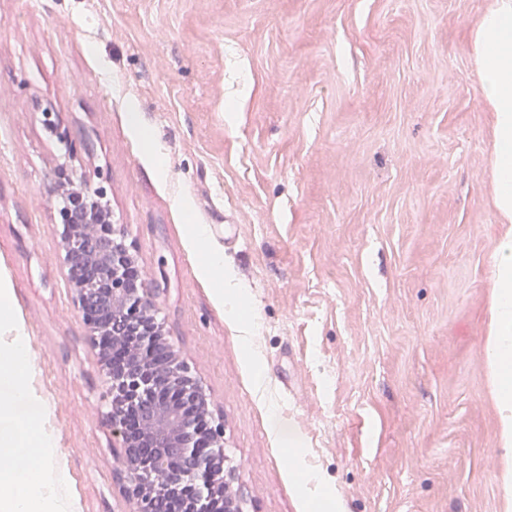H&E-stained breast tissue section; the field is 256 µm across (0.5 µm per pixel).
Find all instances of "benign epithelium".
I'll return each mask as SVG.
<instances>
[{
    "instance_id": "1",
    "label": "benign epithelium",
    "mask_w": 512,
    "mask_h": 512,
    "mask_svg": "<svg viewBox=\"0 0 512 512\" xmlns=\"http://www.w3.org/2000/svg\"><path fill=\"white\" fill-rule=\"evenodd\" d=\"M58 228L63 263L84 325L112 382V433L122 445L128 494L136 512H154L159 495L173 512H244L205 390L164 336L151 291L124 235L99 207L102 191L68 189ZM154 414L135 420L139 408ZM180 450L177 460L169 449Z\"/></svg>"
}]
</instances>
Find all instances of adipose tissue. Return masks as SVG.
Here are the masks:
<instances>
[{
	"mask_svg": "<svg viewBox=\"0 0 512 512\" xmlns=\"http://www.w3.org/2000/svg\"><path fill=\"white\" fill-rule=\"evenodd\" d=\"M469 42L476 79L493 118L494 208L502 232L494 250L484 348L503 451L501 512H512V0H495ZM27 365L24 336L0 346V387L10 397H23L18 375ZM51 457V443L34 422L0 420V512H59V503L46 494Z\"/></svg>",
	"mask_w": 512,
	"mask_h": 512,
	"instance_id": "1",
	"label": "adipose tissue"
}]
</instances>
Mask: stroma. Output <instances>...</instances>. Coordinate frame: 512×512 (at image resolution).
Wrapping results in <instances>:
<instances>
[{
    "instance_id": "stroma-1",
    "label": "stroma",
    "mask_w": 512,
    "mask_h": 512,
    "mask_svg": "<svg viewBox=\"0 0 512 512\" xmlns=\"http://www.w3.org/2000/svg\"><path fill=\"white\" fill-rule=\"evenodd\" d=\"M492 4L0 0V343L27 338L66 512L135 505L63 264L62 165L152 273L248 512H304L296 467L340 512H499L483 350L499 226L468 43Z\"/></svg>"
}]
</instances>
